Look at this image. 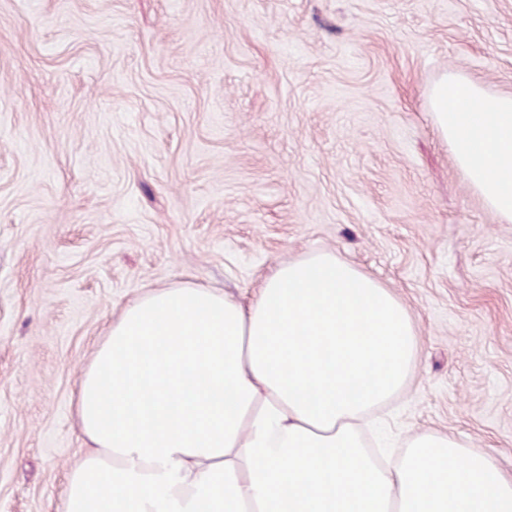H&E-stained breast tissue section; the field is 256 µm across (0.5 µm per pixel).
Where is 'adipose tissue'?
<instances>
[{"instance_id":"1","label":"adipose tissue","mask_w":512,"mask_h":512,"mask_svg":"<svg viewBox=\"0 0 512 512\" xmlns=\"http://www.w3.org/2000/svg\"><path fill=\"white\" fill-rule=\"evenodd\" d=\"M428 106L512 223V93L450 73ZM416 344L401 301L331 251L278 265L245 304L191 284L137 297L79 381L64 510L512 512V477L454 433L369 454L357 422L402 390Z\"/></svg>"}]
</instances>
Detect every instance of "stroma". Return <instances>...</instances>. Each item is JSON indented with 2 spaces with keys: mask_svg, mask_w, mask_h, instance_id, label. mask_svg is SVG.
Listing matches in <instances>:
<instances>
[{
  "mask_svg": "<svg viewBox=\"0 0 512 512\" xmlns=\"http://www.w3.org/2000/svg\"><path fill=\"white\" fill-rule=\"evenodd\" d=\"M447 73L512 92V0H0V512H63L129 300L317 251L418 331L369 448L448 430L512 475V223L433 123Z\"/></svg>",
  "mask_w": 512,
  "mask_h": 512,
  "instance_id": "obj_1",
  "label": "stroma"
}]
</instances>
